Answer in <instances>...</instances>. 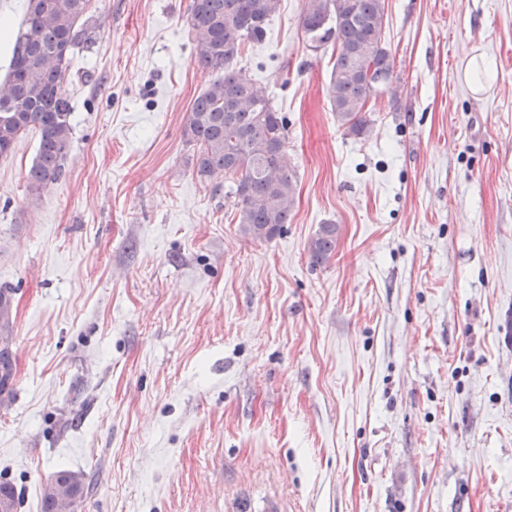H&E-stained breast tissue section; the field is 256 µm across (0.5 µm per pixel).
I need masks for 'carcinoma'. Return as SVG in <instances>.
<instances>
[{
    "label": "carcinoma",
    "instance_id": "1",
    "mask_svg": "<svg viewBox=\"0 0 512 512\" xmlns=\"http://www.w3.org/2000/svg\"><path fill=\"white\" fill-rule=\"evenodd\" d=\"M281 0H192L187 25L192 63L219 77L191 104L182 136L197 151V176L213 194L233 199L241 233L258 242L280 235L295 203L296 176L288 167V122L268 88L236 66L247 46L265 40ZM90 0H27L13 45L9 72L0 83V158L25 134L38 137L26 176L29 204L61 179L73 134V107L58 93L76 53L96 40L88 26ZM385 0H304L301 23L313 48L333 45L328 94L347 134L369 133L370 80L392 84L394 59L384 44ZM337 227L322 224L309 243L313 262L336 248ZM13 289L0 288V331L9 333ZM13 378V361L0 349V394ZM51 481L82 478L56 471Z\"/></svg>",
    "mask_w": 512,
    "mask_h": 512
}]
</instances>
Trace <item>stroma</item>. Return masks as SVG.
<instances>
[{
    "label": "stroma",
    "instance_id": "stroma-1",
    "mask_svg": "<svg viewBox=\"0 0 512 512\" xmlns=\"http://www.w3.org/2000/svg\"><path fill=\"white\" fill-rule=\"evenodd\" d=\"M190 2L91 0L64 175L31 207L37 136L0 158L20 512L62 467L77 512H512V0H386L393 90L362 138L331 110V47L281 0L239 59L288 119L296 201L269 242L182 138L215 77L191 62ZM466 73L469 76L474 93H479L485 89L483 82L488 83L490 81L491 72L486 65L483 53L477 52L471 56L466 65ZM336 233V225H320L315 237L309 243V253L313 262L322 263L330 257L336 248Z\"/></svg>",
    "mask_w": 512,
    "mask_h": 512
}]
</instances>
